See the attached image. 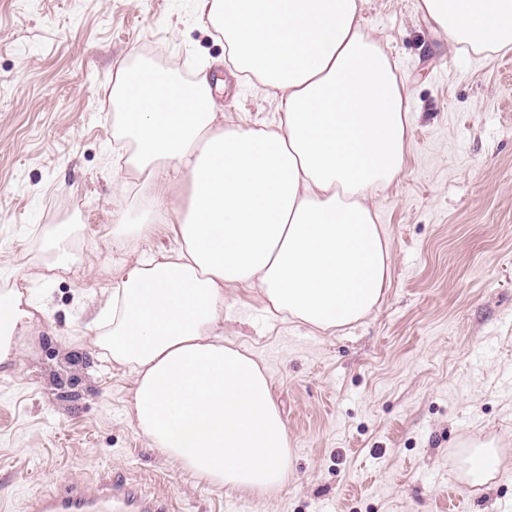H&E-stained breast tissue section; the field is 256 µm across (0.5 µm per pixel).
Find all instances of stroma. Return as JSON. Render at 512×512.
Returning <instances> with one entry per match:
<instances>
[{"label":"stroma","instance_id":"stroma-1","mask_svg":"<svg viewBox=\"0 0 512 512\" xmlns=\"http://www.w3.org/2000/svg\"><path fill=\"white\" fill-rule=\"evenodd\" d=\"M420 0H368L377 37L409 88L405 171L373 202L391 280L357 324L315 334L269 316L250 288L224 310V337L264 365L293 448L266 497L216 490L151 448L131 416L133 377L88 339L91 303L164 231L119 249L142 219L112 141V74L209 64L225 123H270L278 105L224 67V42L195 0H0V290L16 274L45 315L13 371L0 372V512L59 480L95 487L121 471L174 512H507L512 506V50L450 46ZM74 266L44 276L57 225ZM499 440V473L456 477L470 438Z\"/></svg>","mask_w":512,"mask_h":512}]
</instances>
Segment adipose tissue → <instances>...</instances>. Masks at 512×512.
Masks as SVG:
<instances>
[{"label":"adipose tissue","instance_id":"ef3b65f1","mask_svg":"<svg viewBox=\"0 0 512 512\" xmlns=\"http://www.w3.org/2000/svg\"><path fill=\"white\" fill-rule=\"evenodd\" d=\"M365 0H196L235 73L281 110L275 126L228 124L206 68L192 85L118 64L112 140L148 202L112 243L163 225L173 254L140 255L92 312L93 346L129 368L132 416L197 480L258 497L287 480L292 448L264 368L224 339L232 288L316 332L366 317L389 279V239L370 197L403 172L408 92L364 25ZM451 44L512 48V0H421ZM189 186L165 199L167 177ZM22 283L0 293V370L39 321Z\"/></svg>","mask_w":512,"mask_h":512}]
</instances>
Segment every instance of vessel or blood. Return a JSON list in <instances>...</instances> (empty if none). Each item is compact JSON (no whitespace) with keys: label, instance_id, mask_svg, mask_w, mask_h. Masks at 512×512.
I'll list each match as a JSON object with an SVG mask.
<instances>
[{"label":"vessel or blood","instance_id":"1","mask_svg":"<svg viewBox=\"0 0 512 512\" xmlns=\"http://www.w3.org/2000/svg\"><path fill=\"white\" fill-rule=\"evenodd\" d=\"M26 512H172V505L115 474L92 489L77 480L52 486L29 500Z\"/></svg>","mask_w":512,"mask_h":512}]
</instances>
